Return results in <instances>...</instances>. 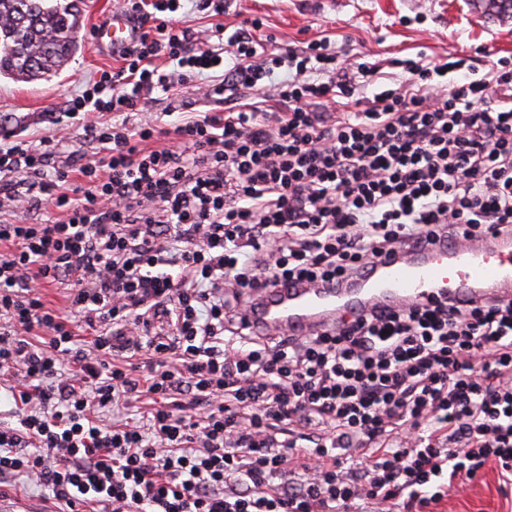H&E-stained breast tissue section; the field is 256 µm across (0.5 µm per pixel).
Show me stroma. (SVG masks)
<instances>
[{"instance_id":"1","label":"stroma","mask_w":512,"mask_h":512,"mask_svg":"<svg viewBox=\"0 0 512 512\" xmlns=\"http://www.w3.org/2000/svg\"><path fill=\"white\" fill-rule=\"evenodd\" d=\"M115 0H81L79 47L57 75L35 82L0 77V129L17 139L60 140L61 156L83 163L93 155L67 102L101 71L118 66L117 55L94 49L90 31L115 7ZM262 19L263 34L278 43L327 37L343 54L406 58L425 53L434 60L454 56L482 67L487 58L512 59V18L492 17L472 0H227L222 20L235 30L247 19ZM6 512H53L47 491L0 482ZM431 512H512V495L500 489L498 473L486 467L473 484L453 489Z\"/></svg>"}]
</instances>
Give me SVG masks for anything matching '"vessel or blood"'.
I'll return each instance as SVG.
<instances>
[{
    "label": "vessel or blood",
    "instance_id": "obj_1",
    "mask_svg": "<svg viewBox=\"0 0 512 512\" xmlns=\"http://www.w3.org/2000/svg\"><path fill=\"white\" fill-rule=\"evenodd\" d=\"M137 36L127 11L114 10L90 33L99 49L120 51ZM259 310L271 332L328 326L339 315L352 316L371 304L428 305L436 299L495 297L512 300V236H490L467 243L435 242L424 249L378 263L347 288L260 289Z\"/></svg>",
    "mask_w": 512,
    "mask_h": 512
}]
</instances>
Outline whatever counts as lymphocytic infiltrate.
<instances>
[{"mask_svg":"<svg viewBox=\"0 0 512 512\" xmlns=\"http://www.w3.org/2000/svg\"><path fill=\"white\" fill-rule=\"evenodd\" d=\"M123 7L140 35L68 102L93 158L0 138L19 408L0 479L65 512H425L490 464L512 485V303L376 306L299 336L245 316L261 281L339 288L429 237L512 227V62L460 82L462 58L272 51L258 19L228 35L176 28L183 0ZM194 82L207 109L159 145L146 95Z\"/></svg>","mask_w":512,"mask_h":512,"instance_id":"lymphocytic-infiltrate-1","label":"lymphocytic infiltrate"}]
</instances>
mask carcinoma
I'll list each match as a JSON object with an SVG mask.
<instances>
[{"label": "carcinoma", "mask_w": 512, "mask_h": 512, "mask_svg": "<svg viewBox=\"0 0 512 512\" xmlns=\"http://www.w3.org/2000/svg\"><path fill=\"white\" fill-rule=\"evenodd\" d=\"M76 0H0V75L17 80L59 73L77 48L80 13ZM484 13L512 17L506 0H478Z\"/></svg>", "instance_id": "cac0c4a2"}]
</instances>
